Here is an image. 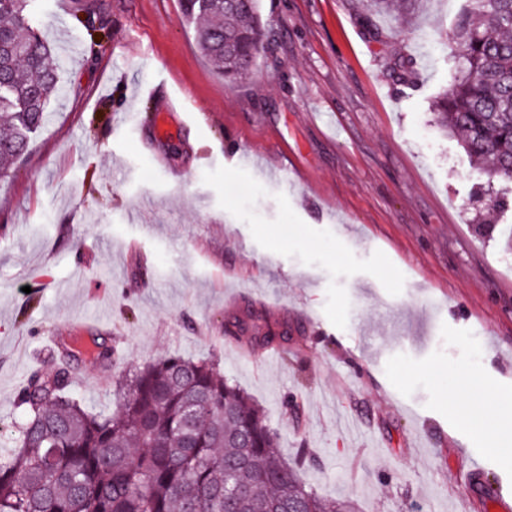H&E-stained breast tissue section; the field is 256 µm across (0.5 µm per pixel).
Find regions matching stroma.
<instances>
[{
    "label": "stroma",
    "mask_w": 512,
    "mask_h": 512,
    "mask_svg": "<svg viewBox=\"0 0 512 512\" xmlns=\"http://www.w3.org/2000/svg\"><path fill=\"white\" fill-rule=\"evenodd\" d=\"M467 8L263 0L228 81L178 0H35L64 91L0 177V436L26 373L97 336L119 372L213 362L323 499L488 512L459 499L477 466L512 505V182L433 112ZM249 307L288 324L274 359L230 335ZM73 367L110 413L98 360Z\"/></svg>",
    "instance_id": "1"
}]
</instances>
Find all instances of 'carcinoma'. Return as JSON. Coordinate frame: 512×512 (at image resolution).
<instances>
[{"instance_id": "obj_1", "label": "carcinoma", "mask_w": 512, "mask_h": 512, "mask_svg": "<svg viewBox=\"0 0 512 512\" xmlns=\"http://www.w3.org/2000/svg\"><path fill=\"white\" fill-rule=\"evenodd\" d=\"M32 0H0V164L28 146L61 90L59 63L35 32ZM458 21L461 68L434 101L438 124L464 136L472 161L512 179V0H472ZM196 44L226 79L256 62L260 0H179ZM248 341H288V329L250 309ZM64 349L22 380V418L0 446V512H352L308 488L277 452L265 412L204 360L168 356L112 380L109 415L74 393Z\"/></svg>"}]
</instances>
